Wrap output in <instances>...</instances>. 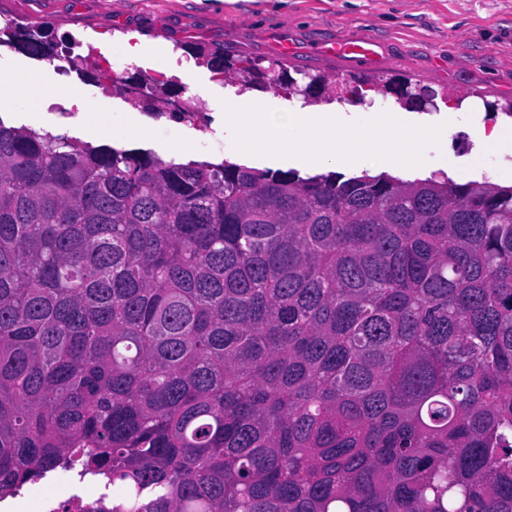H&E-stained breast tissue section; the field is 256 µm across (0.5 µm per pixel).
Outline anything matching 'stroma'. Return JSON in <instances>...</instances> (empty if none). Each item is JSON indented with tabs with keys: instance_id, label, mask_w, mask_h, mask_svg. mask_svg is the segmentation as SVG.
I'll list each match as a JSON object with an SVG mask.
<instances>
[{
	"instance_id": "stroma-1",
	"label": "stroma",
	"mask_w": 512,
	"mask_h": 512,
	"mask_svg": "<svg viewBox=\"0 0 512 512\" xmlns=\"http://www.w3.org/2000/svg\"><path fill=\"white\" fill-rule=\"evenodd\" d=\"M7 19L28 26L49 24L58 35L92 46L116 73H167L182 84L175 99H190L192 108L214 121L205 133L191 121L168 128L167 118L133 107L124 96H104L99 86L66 79L57 65L11 48L0 50V71L14 85L45 88L49 97H16L0 111L1 120L64 133L94 146L151 150L181 162L230 160L260 169L282 167L279 160L231 149L223 102L258 100L262 94L245 90L241 77L219 75L198 63L190 53L196 46L220 45L233 59L244 56L264 67L282 62L293 73H320L334 87L353 75L370 78L361 103L340 97L314 102L281 93L274 103L283 113L401 111L439 124L447 121L449 105L462 95L472 111L483 110L488 101L512 100V0H0V22ZM106 33H135L167 50L133 59L111 43L98 42V35ZM364 40L375 42L374 56L336 59L322 52L332 42ZM284 44L292 49L286 60L280 55ZM390 78L426 91L430 104H399L396 94L383 90ZM471 113L460 114L461 130L448 139L455 160L448 176L458 183L487 179L473 156ZM130 121L145 128L144 137L119 135ZM205 135L220 143V150L203 149Z\"/></svg>"
}]
</instances>
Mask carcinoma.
Returning a JSON list of instances; mask_svg holds the SVG:
<instances>
[{
    "label": "carcinoma",
    "mask_w": 512,
    "mask_h": 512,
    "mask_svg": "<svg viewBox=\"0 0 512 512\" xmlns=\"http://www.w3.org/2000/svg\"><path fill=\"white\" fill-rule=\"evenodd\" d=\"M146 87L165 114L173 80ZM59 468L104 476L110 512H512V186L0 119V499Z\"/></svg>",
    "instance_id": "1"
}]
</instances>
